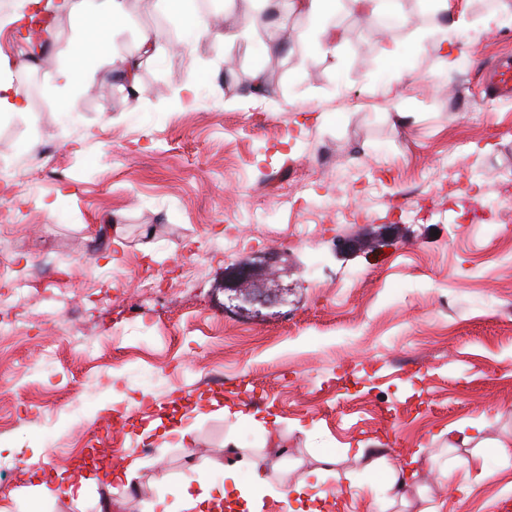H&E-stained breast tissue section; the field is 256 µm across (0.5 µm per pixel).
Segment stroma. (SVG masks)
Here are the masks:
<instances>
[{"label":"stroma","instance_id":"stroma-1","mask_svg":"<svg viewBox=\"0 0 512 512\" xmlns=\"http://www.w3.org/2000/svg\"><path fill=\"white\" fill-rule=\"evenodd\" d=\"M24 2L0 0V50L30 110L0 116V465L19 469L0 512H101L107 498L147 512L186 480L233 490L254 460L272 479L258 512H290L278 487L302 477L325 512H487L512 496V101L484 83L512 26L482 27L497 0H454V27L433 0H397L396 29L337 0L334 55L307 39L272 50L310 25L285 6L229 43L256 0H217L223 23L201 36L158 0H127L119 53L145 30L183 44L144 60L137 99L106 60L59 88L73 16L21 64ZM444 36L452 67L431 49ZM242 266L247 301L224 287ZM166 413L189 443L141 440ZM99 448L123 451L111 492L28 497L34 468L70 474ZM407 460V501L390 502L383 484Z\"/></svg>","mask_w":512,"mask_h":512}]
</instances>
